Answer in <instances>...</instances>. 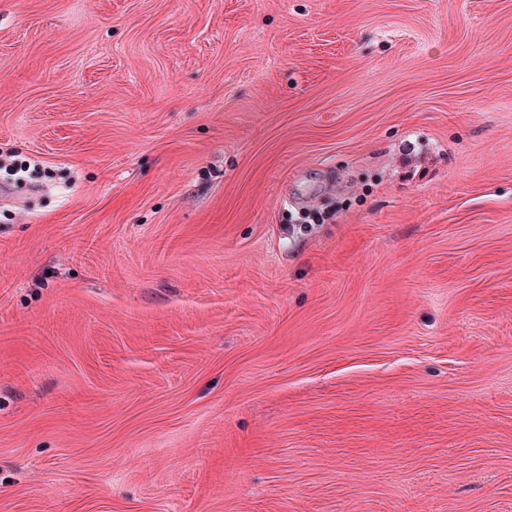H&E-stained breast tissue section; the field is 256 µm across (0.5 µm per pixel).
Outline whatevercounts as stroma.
Masks as SVG:
<instances>
[{
    "label": "stroma",
    "mask_w": 512,
    "mask_h": 512,
    "mask_svg": "<svg viewBox=\"0 0 512 512\" xmlns=\"http://www.w3.org/2000/svg\"><path fill=\"white\" fill-rule=\"evenodd\" d=\"M0 154V512H512V0H0Z\"/></svg>",
    "instance_id": "1"
}]
</instances>
